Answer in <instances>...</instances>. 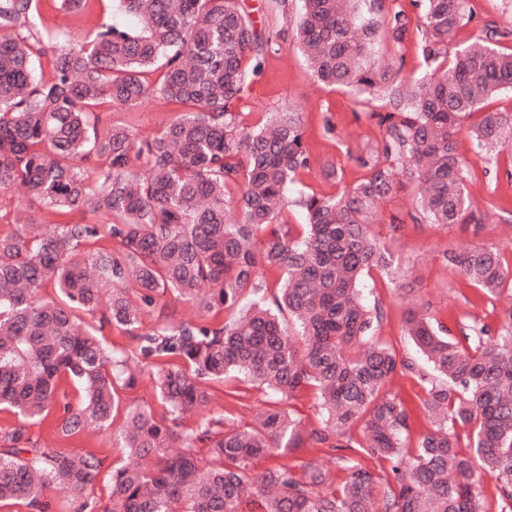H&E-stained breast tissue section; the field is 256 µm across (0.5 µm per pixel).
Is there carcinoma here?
Returning <instances> with one entry per match:
<instances>
[{"mask_svg": "<svg viewBox=\"0 0 512 512\" xmlns=\"http://www.w3.org/2000/svg\"><path fill=\"white\" fill-rule=\"evenodd\" d=\"M117 2L139 28L101 25L54 51L52 76L37 80V0H0V192L20 184L30 202L63 217L50 234L36 224L0 234V410L22 422L55 413L66 437L108 430L118 389L135 388L151 367L169 416L125 407L113 434L123 460L103 507L89 495L100 459L32 445L13 430L0 445V504L44 512L58 491L77 512H486L485 474L499 512H512V304L497 331L470 318L458 336L412 310L405 333L426 372L373 340L381 308L362 297L367 277L395 268L372 227L397 192L413 193L415 223H482L458 137L469 124L487 173L512 149V111L488 106L512 93V50L497 47L512 29L475 19L472 0H409L414 19L400 0H300L294 39L312 77L351 93L381 137L351 155L363 171L355 182L324 170L339 189L300 197L306 223L295 226L281 216L288 186L312 165L300 113L249 125L238 112L280 34L256 28L239 0ZM475 20L478 33L455 41ZM413 30L427 66L415 80L403 53ZM155 66L162 79L149 87L141 74ZM148 97L183 111L146 139L92 124L85 111ZM99 211L107 222L68 219ZM443 262L490 297L512 286V262L497 248L446 250ZM273 269L283 281L269 295ZM47 284L57 297L40 296ZM159 294L191 305L195 319L141 331ZM96 314L133 334L137 361L104 347L84 319ZM399 367L425 384L432 420L412 451L409 410L387 390ZM231 373L272 396L253 423L206 415L189 431L172 426L207 411L206 381ZM64 379L77 401L59 396ZM309 389L316 428L289 409ZM309 444L343 464L340 484L312 464L301 476L288 463L254 473L260 456ZM174 446L181 453L167 456ZM367 458L388 469L374 472Z\"/></svg>", "mask_w": 512, "mask_h": 512, "instance_id": "carcinoma-1", "label": "carcinoma"}]
</instances>
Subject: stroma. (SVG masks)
Listing matches in <instances>:
<instances>
[{
  "label": "stroma",
  "mask_w": 512,
  "mask_h": 512,
  "mask_svg": "<svg viewBox=\"0 0 512 512\" xmlns=\"http://www.w3.org/2000/svg\"><path fill=\"white\" fill-rule=\"evenodd\" d=\"M38 11L40 26L49 34L50 41L46 53L35 58V76L45 80L52 75L50 51L69 45L73 39L92 37L104 23L126 28L137 25L135 18L117 9L112 0H91L82 10L62 9L59 0H39ZM288 108L300 113L307 148L315 160L313 168L304 172L299 183L288 191L285 216L289 223L302 224L306 217L298 204L300 195H331L337 191L336 184L325 179L323 167L341 169L345 182H353L361 170L350 160V152L379 139L380 130L364 114L357 112L348 92L314 81L303 53L289 36L282 40L279 51L266 57L261 78L241 103L242 111L248 112L254 122L268 113ZM178 113V106L152 98L131 108L115 106L98 110L93 112L91 119L102 126L123 125L143 138L164 127ZM328 118L336 126L331 136L323 131V122ZM459 152L471 170L465 190L481 206L485 214L482 224L438 226L408 221L405 215L413 207V196L404 191L381 208L380 221L374 226L397 260V280L393 283L378 278L366 280L363 295L368 303L379 304L383 310V317L375 329V339L393 345L402 358L416 355L405 334L410 308L426 306L430 314L451 326L470 317L482 319L492 326L499 323L501 301L489 298L449 270L442 260V253L485 245L500 249L505 256H512V178L505 174L512 166V160L501 157V175H485V164L464 133L459 136ZM395 215L400 218L396 224L391 221ZM209 387L210 413H220L242 423L252 422L268 401L264 391L235 378L210 382ZM387 388L407 404L411 413L408 440L416 442L431 428L423 406L425 390L422 382L398 371L390 378ZM122 423V417L118 416L110 430L88 428L64 437L57 430L55 417L22 424L10 412L0 411V435L22 426L33 441L53 448H77L103 459L93 489L95 499L102 504L107 501L112 465L119 458L112 445V433L120 429ZM283 463L317 465L328 470L330 479L336 483L345 476L342 464L333 460L327 449L312 445L287 458L274 453L266 455L256 461L254 470L261 473Z\"/></svg>",
  "instance_id": "stroma-1"
}]
</instances>
